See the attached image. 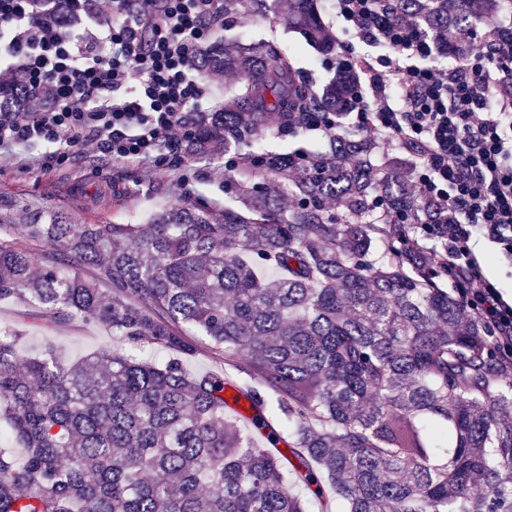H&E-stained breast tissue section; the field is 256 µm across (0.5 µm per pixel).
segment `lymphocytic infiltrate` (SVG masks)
<instances>
[{
    "mask_svg": "<svg viewBox=\"0 0 512 512\" xmlns=\"http://www.w3.org/2000/svg\"><path fill=\"white\" fill-rule=\"evenodd\" d=\"M352 34L338 64L356 69L346 117L412 156L418 195L435 204L421 229L446 239L440 260L469 319L512 361V304L474 252L512 263V28L440 35L396 16L390 0H331ZM224 0H0V80L37 102L0 111V155L48 145L40 169L85 151L147 168L177 167L212 98L195 67L224 24ZM471 46L434 65L449 44Z\"/></svg>",
    "mask_w": 512,
    "mask_h": 512,
    "instance_id": "obj_1",
    "label": "lymphocytic infiltrate"
}]
</instances>
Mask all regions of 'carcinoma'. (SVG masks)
<instances>
[{
  "mask_svg": "<svg viewBox=\"0 0 512 512\" xmlns=\"http://www.w3.org/2000/svg\"><path fill=\"white\" fill-rule=\"evenodd\" d=\"M501 3L394 0L431 33ZM286 26L331 50L316 0H292ZM196 65L241 77L199 124L200 152L336 111L355 80L338 65L317 94L273 47L218 44ZM25 106L20 83L0 87L1 110ZM332 143L301 166L242 154L238 208L184 199L144 224L51 217L0 237V301L53 326L100 323L127 347L68 363L51 345L23 354L22 331L0 325V423L23 453L0 451V512H310L292 484L323 498L326 482L342 512H512V389L420 247L430 207L384 144L345 129ZM200 343L254 382L252 427L226 413L224 375L133 354ZM283 430L289 467L271 452Z\"/></svg>",
  "mask_w": 512,
  "mask_h": 512,
  "instance_id": "obj_1",
  "label": "carcinoma"
}]
</instances>
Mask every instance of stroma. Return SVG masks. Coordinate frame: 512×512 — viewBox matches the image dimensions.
<instances>
[{
  "instance_id": "1",
  "label": "stroma",
  "mask_w": 512,
  "mask_h": 512,
  "mask_svg": "<svg viewBox=\"0 0 512 512\" xmlns=\"http://www.w3.org/2000/svg\"><path fill=\"white\" fill-rule=\"evenodd\" d=\"M289 2L268 0L270 10L264 16L250 7L225 18L214 38L242 45H274L313 88H320L334 70L328 66L325 54L282 24ZM328 144V136L319 131L283 132L273 126L252 149L313 157L324 152ZM44 151V146L38 144L18 155L0 158V222L9 224L13 236H21L23 225L47 214L70 224H140L184 196L207 207L240 205L232 170L226 165L228 157L220 150L206 155L186 151L185 164L177 170H150L78 152L66 165L43 171L34 166L33 160ZM0 324L22 329V347L28 352L51 342L64 356L77 360L113 345L104 327L81 323L50 327L13 302H0Z\"/></svg>"
}]
</instances>
